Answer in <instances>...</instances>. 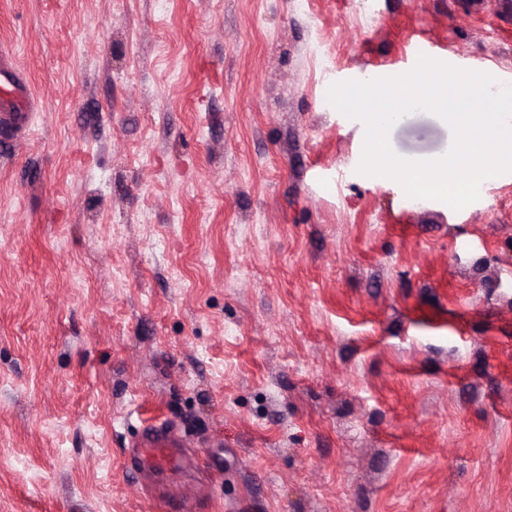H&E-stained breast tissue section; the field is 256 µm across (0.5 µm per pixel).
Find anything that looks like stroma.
I'll return each mask as SVG.
<instances>
[{
	"mask_svg": "<svg viewBox=\"0 0 512 512\" xmlns=\"http://www.w3.org/2000/svg\"><path fill=\"white\" fill-rule=\"evenodd\" d=\"M497 3L0 0V512H512V185L410 198L321 105L431 48L512 84ZM156 418L186 461L131 469ZM0 84V126L19 128L22 120L21 109L31 105L30 94L21 85H11L10 89H2Z\"/></svg>",
	"mask_w": 512,
	"mask_h": 512,
	"instance_id": "stroma-1",
	"label": "stroma"
}]
</instances>
